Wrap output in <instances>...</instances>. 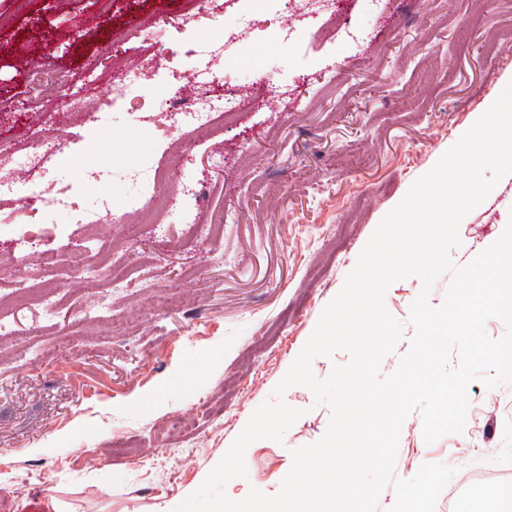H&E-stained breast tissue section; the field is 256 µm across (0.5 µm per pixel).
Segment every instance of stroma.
Instances as JSON below:
<instances>
[{"instance_id":"stroma-1","label":"stroma","mask_w":512,"mask_h":512,"mask_svg":"<svg viewBox=\"0 0 512 512\" xmlns=\"http://www.w3.org/2000/svg\"><path fill=\"white\" fill-rule=\"evenodd\" d=\"M185 2L162 0L157 11L133 0H0V142L38 144L63 111L71 74L94 62L99 80L83 85V103L102 106L113 57L131 66L139 27L176 22ZM275 8L268 0L255 45L226 56L224 77L238 90L267 75L287 83V97L245 105L236 123L192 135L189 151L162 161L173 202L153 232L132 210L124 177L154 159L136 107H111L102 131L68 116L62 160L76 182L85 167L100 170L102 186L84 187L83 201L104 191L112 207L93 234L58 216L44 246L60 257L74 239L110 247L101 274L122 272L123 288L108 293L74 282L67 266H38L14 242L16 204L0 201V512H19L38 491L66 512H160L194 493L271 398L384 216L512 74V40L486 50L512 0H390L383 11L356 0V43L326 36L315 20L292 41L272 38ZM119 23L128 38L116 47ZM189 179L203 189L196 206L177 199ZM511 218L509 174L461 221L453 264H468ZM19 266L58 295L53 320L19 302L8 279ZM421 289L411 276L386 293L404 328L380 377L411 347L407 320ZM102 304L106 318L87 319ZM468 398L463 432L433 443L412 431L419 413L406 419L395 477L425 463L463 465L472 448L476 466L512 471V384L477 380ZM284 399L302 417L282 441L248 446V475L226 484L229 498L253 487L276 494L292 449L325 434L331 410L311 390L294 386ZM179 414L194 417L196 434L167 435Z\"/></svg>"}]
</instances>
